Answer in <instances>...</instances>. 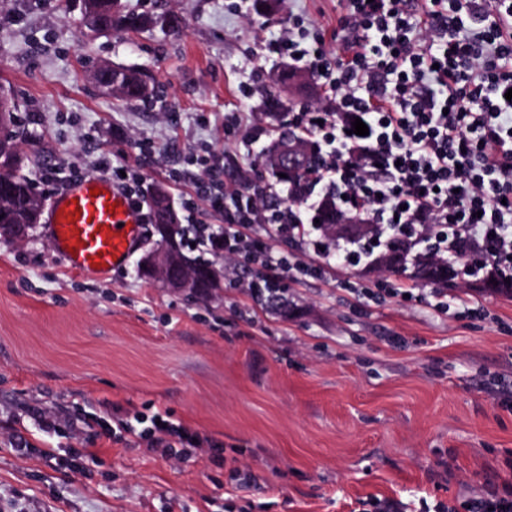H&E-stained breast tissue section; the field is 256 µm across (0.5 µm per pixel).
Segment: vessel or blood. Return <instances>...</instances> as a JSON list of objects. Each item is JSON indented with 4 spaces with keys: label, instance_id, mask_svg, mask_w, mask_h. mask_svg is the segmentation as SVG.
Segmentation results:
<instances>
[{
    "label": "vessel or blood",
    "instance_id": "obj_1",
    "mask_svg": "<svg viewBox=\"0 0 512 512\" xmlns=\"http://www.w3.org/2000/svg\"><path fill=\"white\" fill-rule=\"evenodd\" d=\"M42 221L69 271L101 272L125 265L141 236V214L111 179L91 174L54 196Z\"/></svg>",
    "mask_w": 512,
    "mask_h": 512
}]
</instances>
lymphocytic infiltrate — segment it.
Wrapping results in <instances>:
<instances>
[{
	"mask_svg": "<svg viewBox=\"0 0 512 512\" xmlns=\"http://www.w3.org/2000/svg\"><path fill=\"white\" fill-rule=\"evenodd\" d=\"M335 29L306 31L293 20L265 45L288 59L323 92V105L286 114L315 140L325 160L306 185L249 191L254 167L209 166L195 192L224 215V257L241 269L254 302L283 291L288 277L312 267L276 250L305 236L321 197L376 225L372 247L395 237L428 243L441 257L478 254L489 278L512 277V0H339ZM336 51H329V43ZM362 120L368 135L353 134ZM158 424L141 434L127 421L106 436L151 447H194L198 437L154 412ZM377 512H512V490L460 505L417 508L395 498L373 502Z\"/></svg>",
	"mask_w": 512,
	"mask_h": 512,
	"instance_id": "f902f5d3",
	"label": "lymphocytic infiltrate"
}]
</instances>
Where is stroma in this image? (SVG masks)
Returning a JSON list of instances; mask_svg holds the SVG:
<instances>
[{
  "label": "stroma",
  "instance_id": "35a3bbf8",
  "mask_svg": "<svg viewBox=\"0 0 512 512\" xmlns=\"http://www.w3.org/2000/svg\"><path fill=\"white\" fill-rule=\"evenodd\" d=\"M137 13L177 14L183 32L117 29L90 37L81 0H0V87L24 124V175L44 199L108 149L167 188L213 230L224 217L181 197L173 174L191 155L245 156L246 124L265 112L262 86L283 60L264 46L302 14L335 26L336 0H121ZM101 64L150 77L151 102L98 89ZM244 128L224 132V115ZM150 142L155 164L139 166ZM392 283L420 301L356 302L350 287ZM282 316L238 288L200 300L141 277L135 261L94 280L66 270L37 226L0 241V512H353L357 499L446 502L512 483V295L472 278L445 287L374 268L335 265L284 283ZM444 289L448 311L428 299ZM35 407L56 419L38 431ZM168 411L222 442L191 461L96 438L72 423ZM23 435L26 455L12 445ZM81 457L83 471L64 468Z\"/></svg>",
  "mask_w": 512,
  "mask_h": 512
}]
</instances>
